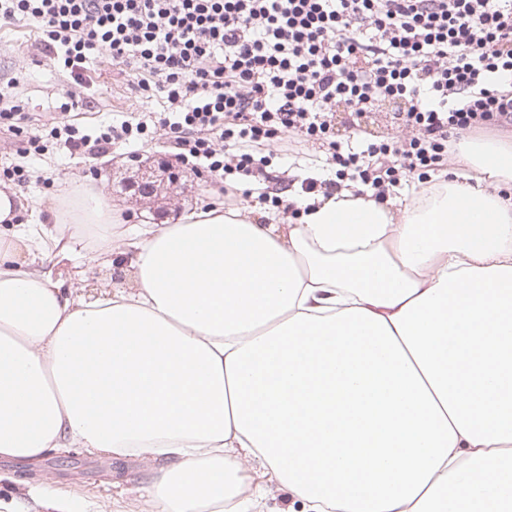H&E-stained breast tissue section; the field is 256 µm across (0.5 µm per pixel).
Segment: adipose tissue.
<instances>
[{
  "instance_id": "adipose-tissue-1",
  "label": "adipose tissue",
  "mask_w": 512,
  "mask_h": 512,
  "mask_svg": "<svg viewBox=\"0 0 512 512\" xmlns=\"http://www.w3.org/2000/svg\"><path fill=\"white\" fill-rule=\"evenodd\" d=\"M385 200L223 202L123 225L76 188L52 225L0 186V458L61 448L159 467L149 512H248L241 465L308 512H512V150ZM95 294L53 260L109 268ZM78 512L20 485L0 512Z\"/></svg>"
}]
</instances>
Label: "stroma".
Wrapping results in <instances>:
<instances>
[{
  "label": "stroma",
  "mask_w": 512,
  "mask_h": 512,
  "mask_svg": "<svg viewBox=\"0 0 512 512\" xmlns=\"http://www.w3.org/2000/svg\"><path fill=\"white\" fill-rule=\"evenodd\" d=\"M40 39L41 31L36 25L0 23V89L22 101L29 127L38 129L45 145L42 154L24 156L19 149L27 140L26 134L0 137V185L7 181V168L21 165L26 170L25 181L15 186L29 202L30 210L23 213V220L50 223L49 206L79 184L103 186L127 224H172L184 211L222 199L214 177L201 165L180 166L179 178L191 179L192 186L184 190L179 184L173 185L166 198L140 203L123 191L121 182L134 168L136 159L176 156L174 139L163 130L116 144L110 154L97 159L74 158L59 148L50 131L68 92L87 98V106L71 111L69 118L90 132L115 120L166 111L167 105L161 97L140 96L134 88V72L113 68L102 51L92 52L87 63L92 84L76 85L42 53ZM270 164L277 175L270 184L274 192L291 188L298 177L336 176L335 169L311 159L275 155ZM155 468V463L138 457L115 459L83 448L53 451L32 462L0 459V496H8L11 481L17 480L67 495L90 505L92 512H142L141 489Z\"/></svg>",
  "instance_id": "stroma-1"
}]
</instances>
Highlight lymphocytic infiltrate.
Instances as JSON below:
<instances>
[{"label": "lymphocytic infiltrate", "mask_w": 512, "mask_h": 512, "mask_svg": "<svg viewBox=\"0 0 512 512\" xmlns=\"http://www.w3.org/2000/svg\"><path fill=\"white\" fill-rule=\"evenodd\" d=\"M37 23L40 48L83 84L89 51L134 70L137 91L169 110L153 119L51 130L70 155L169 131L183 161L202 162L236 194L235 175L263 174L261 147L287 155L322 142L336 167L308 192L350 181L385 197L403 182L431 188L464 134L512 131V0H0V22ZM403 102L395 136L343 146L331 135L343 106L352 133L381 101Z\"/></svg>", "instance_id": "1"}]
</instances>
